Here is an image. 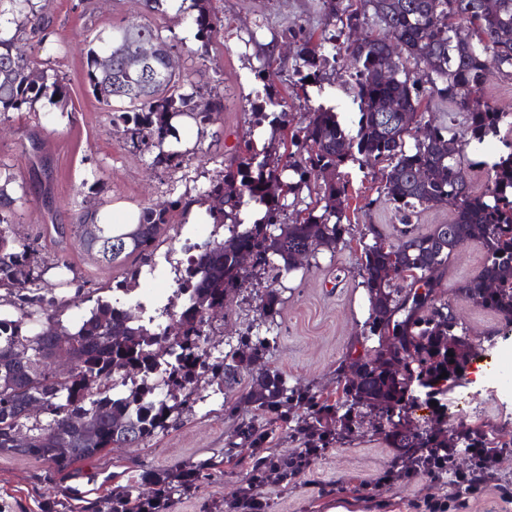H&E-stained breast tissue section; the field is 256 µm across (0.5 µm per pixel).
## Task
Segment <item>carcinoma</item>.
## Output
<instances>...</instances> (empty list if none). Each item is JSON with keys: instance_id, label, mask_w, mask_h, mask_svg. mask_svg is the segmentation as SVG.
<instances>
[{"instance_id": "carcinoma-1", "label": "carcinoma", "mask_w": 512, "mask_h": 512, "mask_svg": "<svg viewBox=\"0 0 512 512\" xmlns=\"http://www.w3.org/2000/svg\"><path fill=\"white\" fill-rule=\"evenodd\" d=\"M7 2L11 17L5 20L0 12V120H8L11 112H31L42 100L68 111L71 100L64 78L21 53L18 34L9 31L13 23L30 26L42 34V51L51 54L57 42L45 33V15L34 0ZM492 2L488 7L485 0H359L357 5L353 0H318L320 10L336 24L318 35H292L298 43L294 73L301 81L315 80L339 58H348L352 71L347 85L359 109L355 133L333 109L320 105L293 131L295 151L283 164L270 162L266 154L257 159L258 152L248 146L224 181L199 189L195 197L182 195L161 208L144 207L137 223L120 232L101 222L99 209L83 210L77 228L88 223L97 228L95 236L84 239L86 249L108 267L134 255H152L163 226L185 218L194 203L208 204L212 223L227 228L224 240L195 245L177 288L185 302L177 311L165 306L159 312L169 320L167 325L155 316L145 319L99 300L88 314L65 326L56 319L60 301L28 295L40 288L50 268L66 269L68 264L49 266L38 260L14 232L13 206L25 201L26 194L21 185L20 195H12L8 186L15 176L6 173L0 183V288L7 290L12 310L0 311V454L32 456L64 481L78 473L75 464L116 447L125 432L140 442L164 432L191 408L203 375L211 374L221 391L233 389L240 369L255 361L268 341H245L215 358L202 348L211 316L224 310V293L245 287L255 274L278 281L297 269V253L307 256L320 247L335 251L348 231L341 168L356 162L372 169L384 162V200L402 214V222L392 234L383 224H368L363 233L369 242L361 256V284L370 307L362 344L366 350L367 343L382 336L397 337L404 374L390 375L387 364L394 356L378 355L360 361L361 376L354 383L344 381L345 400L335 405L288 392L277 373L263 375L247 397L257 409L272 414L290 401L304 406L297 434L305 441L321 434L331 444L338 442L336 430L351 432L364 409L374 414L392 447L446 448L450 455L466 448L471 450V471H487L503 447L496 429L461 424L450 433L417 430L409 426L407 413L419 393L429 403L447 393L469 360L473 342L466 327L453 307L441 301L442 276L458 246L474 243L484 253L481 269L461 285L460 294L477 308L512 319V110L472 105L490 67L512 78V0ZM193 5L197 13L191 22L201 39L195 54L203 60L218 18L211 0H193ZM369 10L382 30L377 36L365 30ZM141 40H152L162 49L139 78L126 74L123 59ZM385 40L397 50L393 68L384 61ZM95 42L99 48L90 47L86 54V80L102 112L112 126L123 128L133 145L148 151L151 166H179L189 150L178 148L174 120L194 124L202 139L213 115L224 110V97L202 92L189 76L169 69L168 54L179 49V41L150 23L116 25L107 36L90 40ZM414 65L425 68L428 86L414 77ZM428 98L453 104L456 111L427 121L423 137L408 147L406 137L411 125L424 119L420 109ZM383 100L394 106L389 126L378 112ZM265 101L272 111L257 123L267 119L272 125H287V101L269 93ZM499 135L509 153L493 165L490 181L477 191L463 158ZM313 185L317 198L315 206L305 208L307 217L295 224L284 222L281 199H296ZM252 204L264 207V215L247 224L242 210ZM439 204L454 212L445 239L437 229L420 232L408 220L416 209ZM240 252L251 255L248 271L237 268ZM489 281L498 287L485 288ZM281 304L278 289H266L261 315L274 320ZM43 321L55 330H39ZM450 334L459 339L453 352L448 350ZM59 349L71 360L64 374L53 373L48 363ZM117 364L126 372L138 371L144 382L156 375L161 388L144 399L134 387L125 394L113 393ZM31 404L41 406L48 422L17 445L14 437L29 418ZM211 466L200 461L172 474L146 471L118 491L95 499L77 497V506L55 500L46 512H167L171 496L194 493L208 480ZM142 484L159 487V493L133 496Z\"/></svg>"}]
</instances>
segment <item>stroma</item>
<instances>
[{
	"label": "stroma",
	"mask_w": 512,
	"mask_h": 512,
	"mask_svg": "<svg viewBox=\"0 0 512 512\" xmlns=\"http://www.w3.org/2000/svg\"><path fill=\"white\" fill-rule=\"evenodd\" d=\"M37 2L62 45L52 66L69 87L72 110L63 113L43 101L35 112L12 113L9 121L0 123V162L9 165L27 190V202L15 207L13 227L36 256L50 264L40 293L68 299V306L57 311L64 325L87 314L96 300H111L123 292L151 310L176 301V280L184 260L181 243L227 237L224 228L201 223L205 209L197 205L187 223L166 225L153 256L109 268L87 254L72 199L81 196L87 206L101 208L109 223L121 224L144 206L164 205L222 180L245 142H252L258 151L269 146L276 132L267 124L255 126L252 115L259 105L255 91L261 86L256 72L268 43H276L280 59L270 76L273 90L287 99L295 117L324 105L339 112L348 125L357 123L358 108L344 84V62H337L317 83L299 81L292 72L296 46L291 32L318 31L327 23L316 0H212L219 24L204 63L191 55L198 46L195 28L187 26L184 13L167 2L151 15L145 14L141 0ZM144 20L181 39L183 46L175 55L177 72L224 97V110L210 125V137L198 139L196 126L180 124L181 145L190 154L175 169L151 167L148 153L133 148L100 111L85 80L86 41L112 26ZM343 172L348 182L343 211L350 231L336 251L316 250L283 280L275 321H265L259 311L267 285L263 276L231 295L223 313L213 320L208 342L212 356L228 352L243 339L268 341L262 358L242 370L237 388L223 393L210 378H202L199 399L176 423L142 443L112 449L80 464L79 475L66 485L93 499L130 483L145 470L164 471L215 459L220 466L211 479L196 493L175 497L169 510L211 512L214 505L232 500L247 486L256 458L269 452L289 456L299 450L295 425L302 411L298 408L289 412L287 420L269 424L264 447H252L244 431L268 424V415L252 406L246 394L267 371L279 373L291 389L315 393L322 402L333 404L342 398L337 377L349 373L348 354L368 318V296L359 276L362 231L368 224L395 221L380 196V169L350 163ZM57 224L64 226V235L54 232ZM59 260L68 263L67 271L54 270ZM482 263L479 246H462L443 278V299L456 310L476 348L466 376L445 397L442 418H434L424 404L409 412L411 425L420 429L486 423L501 430L511 446L489 471L482 493L469 497L454 483L434 484L424 478L377 487L381 472L404 465L407 458L401 449L390 447L366 417L344 444L329 448L296 476L260 487L264 512H332L340 502L344 512H422L424 499L445 496L463 498L461 512H512V388L492 380L512 366L493 358L498 351L512 355V322L473 306L458 291ZM62 488L47 464L0 455V512H45Z\"/></svg>",
	"instance_id": "35a3bbf8"
}]
</instances>
